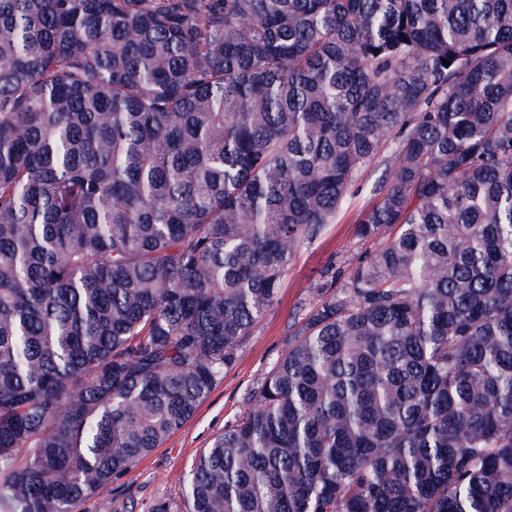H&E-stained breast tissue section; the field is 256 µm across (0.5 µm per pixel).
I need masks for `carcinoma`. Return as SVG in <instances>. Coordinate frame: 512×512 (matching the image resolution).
I'll list each match as a JSON object with an SVG mask.
<instances>
[{
  "label": "carcinoma",
  "instance_id": "carcinoma-1",
  "mask_svg": "<svg viewBox=\"0 0 512 512\" xmlns=\"http://www.w3.org/2000/svg\"><path fill=\"white\" fill-rule=\"evenodd\" d=\"M379 166L190 512H512V0H0V512L179 430Z\"/></svg>",
  "mask_w": 512,
  "mask_h": 512
}]
</instances>
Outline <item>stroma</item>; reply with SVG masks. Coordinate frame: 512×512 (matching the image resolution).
<instances>
[{
  "label": "stroma",
  "instance_id": "35a3bbf8",
  "mask_svg": "<svg viewBox=\"0 0 512 512\" xmlns=\"http://www.w3.org/2000/svg\"><path fill=\"white\" fill-rule=\"evenodd\" d=\"M371 200L368 191H359L335 223L301 245L282 280L278 303L256 326L237 362L225 370L223 381L179 431L126 475L103 487L97 497L81 502L79 512H98L103 500L111 502L112 512H154L161 502L182 500L186 475L214 438L247 408L250 391L281 355L298 317L332 295V279H344L360 256L379 248V241H361L354 235L353 219Z\"/></svg>",
  "mask_w": 512,
  "mask_h": 512
}]
</instances>
